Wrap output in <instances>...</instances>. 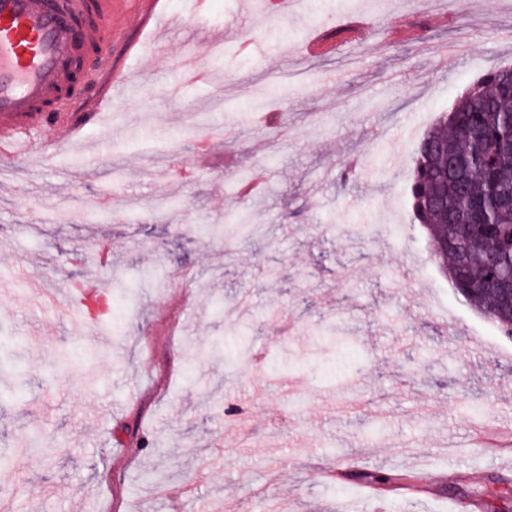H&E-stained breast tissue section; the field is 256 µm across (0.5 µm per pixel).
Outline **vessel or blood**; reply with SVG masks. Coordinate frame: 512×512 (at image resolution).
<instances>
[{
  "label": "vessel or blood",
  "mask_w": 512,
  "mask_h": 512,
  "mask_svg": "<svg viewBox=\"0 0 512 512\" xmlns=\"http://www.w3.org/2000/svg\"><path fill=\"white\" fill-rule=\"evenodd\" d=\"M118 0H0V154L21 160L30 153L53 154L80 141L83 127L112 103V89L129 84L123 63L136 46L117 39ZM89 88L73 102L67 89L75 77ZM62 129L46 142L39 129ZM36 296L60 317L95 323L81 302L59 299L39 286Z\"/></svg>",
  "instance_id": "b4317fda"
}]
</instances>
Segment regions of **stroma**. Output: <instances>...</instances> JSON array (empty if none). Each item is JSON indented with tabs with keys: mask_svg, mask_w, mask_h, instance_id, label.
Listing matches in <instances>:
<instances>
[{
	"mask_svg": "<svg viewBox=\"0 0 512 512\" xmlns=\"http://www.w3.org/2000/svg\"><path fill=\"white\" fill-rule=\"evenodd\" d=\"M445 2L211 0L201 22L195 0H168L180 23L151 31L162 53L126 59L134 87L162 91L188 47L208 83L150 107L133 89L50 160L0 155V354L21 367L0 372V512H512V447L470 445L512 417V339L456 297L408 193L420 136L512 67V0ZM461 41L468 64L440 56ZM168 165L194 172L153 183ZM243 173L264 183L244 203ZM92 276L133 291L91 335L21 293ZM240 330L242 359L193 361ZM418 462L417 494L349 479ZM336 463L346 478L321 481ZM156 465L185 481L142 485Z\"/></svg>",
	"mask_w": 512,
	"mask_h": 512,
	"instance_id": "1",
	"label": "stroma"
}]
</instances>
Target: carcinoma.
I'll return each instance as SVG.
<instances>
[{"label": "carcinoma", "mask_w": 512, "mask_h": 512, "mask_svg": "<svg viewBox=\"0 0 512 512\" xmlns=\"http://www.w3.org/2000/svg\"><path fill=\"white\" fill-rule=\"evenodd\" d=\"M512 191V78L488 71L423 136L408 192L412 223L444 243L432 253L455 293L512 338V301L497 282L512 275V214L474 213ZM377 491L418 490L414 476L382 469L355 472Z\"/></svg>", "instance_id": "1"}]
</instances>
